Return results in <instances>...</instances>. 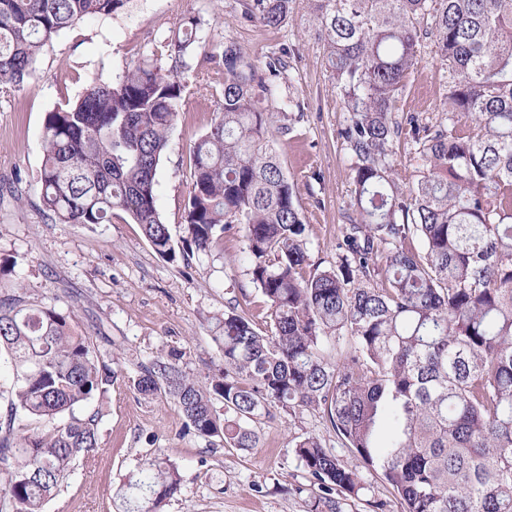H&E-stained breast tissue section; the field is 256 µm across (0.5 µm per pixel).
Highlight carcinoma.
<instances>
[{
    "instance_id": "carcinoma-1",
    "label": "carcinoma",
    "mask_w": 512,
    "mask_h": 512,
    "mask_svg": "<svg viewBox=\"0 0 512 512\" xmlns=\"http://www.w3.org/2000/svg\"><path fill=\"white\" fill-rule=\"evenodd\" d=\"M130 0H0V88L23 84L43 47ZM293 0H244V15L283 26ZM343 111L357 221L336 266L309 270L305 217L275 139L288 56L253 63L234 42L205 53L222 109L192 147L177 247L157 207L158 167L182 107L203 20L191 16L113 78L46 113L38 209L58 224H110L119 211L161 257L206 253L242 234L243 260L268 306L265 329L229 306L213 339L224 371L207 386L176 353L142 366L145 398L165 395L186 427L255 448L274 409H322L336 436L381 472L404 512H512V0H312ZM431 41L448 72L434 122H401L396 104ZM472 117L461 127L457 116ZM409 125L421 162L400 183L396 144ZM420 239L422 248L412 247ZM347 339L333 360L331 343ZM0 512H45L78 458L99 448L112 367L57 304L0 292ZM224 406L219 414L215 404ZM295 454L327 493L357 496L358 473L307 437ZM181 493L178 466L155 457L118 494L162 512Z\"/></svg>"
}]
</instances>
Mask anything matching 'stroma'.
Segmentation results:
<instances>
[{"label": "stroma", "instance_id": "35a3bbf8", "mask_svg": "<svg viewBox=\"0 0 512 512\" xmlns=\"http://www.w3.org/2000/svg\"><path fill=\"white\" fill-rule=\"evenodd\" d=\"M191 15L205 21L203 45L237 43L259 65L289 52L279 95L289 103L293 131L277 139L275 148L309 226L310 264L335 265L343 232L357 218L349 154L339 136L347 114L308 0H293L289 20L277 29L247 19L242 0H129L116 15L81 21L48 43L34 77L0 92V289H23L34 303L57 298L72 305L77 330L111 360L115 377L102 405L94 463L76 462L46 512H124L117 490L142 460L154 456L176 462L183 480L181 496L167 502L164 512H310L322 491L294 452L295 442L307 437L318 438L362 479L359 496L333 493L341 512H374L378 502L383 512H402L392 488L342 444L323 411H275L255 424L258 447L242 450L210 444L189 431L172 400H146L136 392L142 365L173 350L189 376L203 383L219 376L224 361L212 323L228 305L264 322L267 305L241 260L242 237L225 236L211 253L171 263L129 219L57 224L38 209L46 112L75 101L94 77L121 75ZM422 55L398 115L431 122L441 115L446 78L432 47ZM183 77L188 90L156 174L158 209L176 238L184 234L190 151L222 103L201 58L192 60Z\"/></svg>", "mask_w": 512, "mask_h": 512}]
</instances>
